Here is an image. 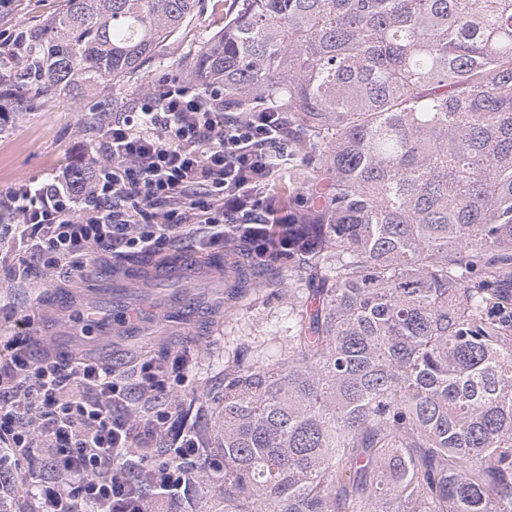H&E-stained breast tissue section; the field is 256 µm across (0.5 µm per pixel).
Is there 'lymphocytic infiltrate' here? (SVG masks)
Here are the masks:
<instances>
[{"label":"lymphocytic infiltrate","mask_w":512,"mask_h":512,"mask_svg":"<svg viewBox=\"0 0 512 512\" xmlns=\"http://www.w3.org/2000/svg\"><path fill=\"white\" fill-rule=\"evenodd\" d=\"M95 148L102 164L74 188L70 169L0 192L23 247L20 277L69 260L144 252L161 255L183 241L197 251L266 238L257 227L293 223L265 188L288 150L278 113L234 116L224 94L182 78L142 93L112 118ZM0 354V495L23 481L32 512H168L201 464L199 439L179 430L176 463L158 461L176 429L170 375L145 363L136 383L110 366H71L26 348L31 319Z\"/></svg>","instance_id":"1"}]
</instances>
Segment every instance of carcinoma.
Returning <instances> with one entry per match:
<instances>
[{"mask_svg":"<svg viewBox=\"0 0 512 512\" xmlns=\"http://www.w3.org/2000/svg\"><path fill=\"white\" fill-rule=\"evenodd\" d=\"M194 72L288 123V336L242 346L219 422L178 401L218 512H512V0H235ZM198 0H64L30 31L51 100L131 77ZM253 258L233 253L238 288Z\"/></svg>","mask_w":512,"mask_h":512,"instance_id":"obj_1","label":"carcinoma"}]
</instances>
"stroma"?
Segmentation results:
<instances>
[{"mask_svg": "<svg viewBox=\"0 0 512 512\" xmlns=\"http://www.w3.org/2000/svg\"><path fill=\"white\" fill-rule=\"evenodd\" d=\"M62 4L63 0H11L9 8H0V33L11 32L19 23L33 28L60 11ZM234 6V0H200L192 18L156 49L146 77L151 84L183 76L195 48L223 29L224 14ZM142 78L135 74L115 85L102 80L49 102L22 91V105L9 123L0 125V188L50 177L65 166L93 167L99 159L94 143L101 133V118L131 107L143 91ZM19 251L15 240H0V325L32 318L42 335L41 340L30 341L32 353L55 350L56 336L66 335L87 345L96 361L130 375L140 362L189 354L191 383L175 387L172 397L197 398L209 415L215 396L224 389V363L240 343L258 345L273 361L285 347L287 266L267 276L260 288H228L201 275L116 293L111 277L115 259L97 260L81 277L61 267L19 283L9 271ZM75 296L97 304L92 324L99 337L81 334L69 312L57 310V303ZM183 299L192 301L195 319L183 315ZM116 306L135 314L134 328L112 322Z\"/></svg>", "mask_w": 512, "mask_h": 512, "instance_id": "stroma-1", "label": "stroma"}]
</instances>
